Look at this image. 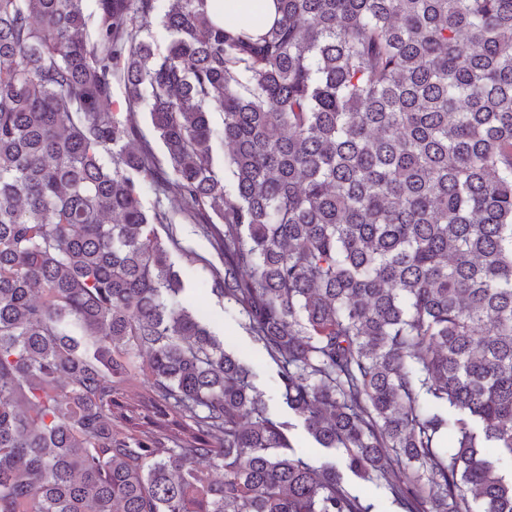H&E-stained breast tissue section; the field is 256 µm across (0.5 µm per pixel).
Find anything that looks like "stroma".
Here are the masks:
<instances>
[{"label":"stroma","instance_id":"stroma-1","mask_svg":"<svg viewBox=\"0 0 512 512\" xmlns=\"http://www.w3.org/2000/svg\"><path fill=\"white\" fill-rule=\"evenodd\" d=\"M160 235H173L178 246L172 249L173 260L187 268L195 285L189 300L209 324L211 329L224 341L226 348L252 371L254 384L263 392L269 409L283 420L292 422L290 431L294 449L298 455L313 465L334 461L333 451L318 447L304 432L301 424L295 423L294 416L280 399L277 366L265 351L249 335L244 327L245 316L241 308L224 298L204 291V283L210 282L214 270L223 269L221 252L206 236L200 225L192 223L184 216L174 218L173 226H160Z\"/></svg>","mask_w":512,"mask_h":512}]
</instances>
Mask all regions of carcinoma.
I'll return each mask as SVG.
<instances>
[{"mask_svg":"<svg viewBox=\"0 0 512 512\" xmlns=\"http://www.w3.org/2000/svg\"><path fill=\"white\" fill-rule=\"evenodd\" d=\"M275 2L0 0V512H371L186 306L149 181L342 468L512 512V0ZM275 4L274 0H224L220 17L224 22L243 24L254 15L265 14L272 21L276 15ZM173 236L179 248H172L173 260L187 268L193 279L192 288L211 281L213 270H224V259L221 252L206 236L200 224H194L182 215L174 216ZM199 258L205 261L198 260Z\"/></svg>","mask_w":512,"mask_h":512,"instance_id":"1","label":"carcinoma"}]
</instances>
